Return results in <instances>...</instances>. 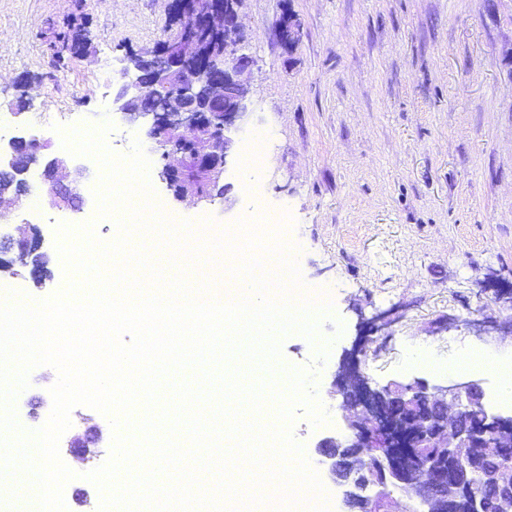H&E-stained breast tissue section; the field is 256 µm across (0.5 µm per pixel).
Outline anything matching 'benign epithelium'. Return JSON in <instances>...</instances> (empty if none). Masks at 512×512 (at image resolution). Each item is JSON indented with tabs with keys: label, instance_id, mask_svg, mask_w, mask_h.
I'll list each match as a JSON object with an SVG mask.
<instances>
[{
	"label": "benign epithelium",
	"instance_id": "benign-epithelium-1",
	"mask_svg": "<svg viewBox=\"0 0 512 512\" xmlns=\"http://www.w3.org/2000/svg\"><path fill=\"white\" fill-rule=\"evenodd\" d=\"M238 8L239 0H183L181 12L191 18L188 27L164 35L149 56L131 52L120 59L121 75L132 74L134 81L120 87L112 104L129 123L149 127L162 148L160 176L179 199L207 203L213 198L183 180V133L193 135L195 161L215 185L233 147L227 132L240 129L247 116L249 87L244 74L251 65L247 56L220 55L205 73L192 75L185 69L186 60L196 53L198 33L226 42L238 40ZM278 35L288 38L290 45L299 42L300 25L292 15L280 19ZM30 147L25 138L10 144V158L0 164V179L28 172ZM64 166L66 160L60 155L45 161L47 195L72 207L81 199L80 185L75 179L64 185L56 178ZM42 244L39 233L33 241L25 234L13 239L10 262L28 265L29 249ZM337 388L351 410L349 434L325 437L317 448L331 460L330 477L348 485L343 499L346 512H388L381 505L392 501L388 497L392 488L418 502L421 512H456L460 493L472 512H481L489 492L499 498L503 512H512V465H498L479 481L455 466L469 448H483L495 460L512 452V416L489 413L477 381L431 386L415 380L373 389L356 369L347 368L339 375ZM401 446L435 448L437 462L423 471L409 469L397 458ZM335 448L353 452L336 456ZM358 448H376L378 453L365 457L356 452Z\"/></svg>",
	"mask_w": 512,
	"mask_h": 512
}]
</instances>
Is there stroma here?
<instances>
[{"label":"stroma","instance_id":"1","mask_svg":"<svg viewBox=\"0 0 512 512\" xmlns=\"http://www.w3.org/2000/svg\"><path fill=\"white\" fill-rule=\"evenodd\" d=\"M300 25L295 46L282 43L283 13ZM242 51L253 62L250 115L235 134L223 195L197 203L175 198L159 175L161 149L147 129L102 110L120 77L100 83L104 63L126 51L152 50L169 31L168 0H0V113L15 114L20 136L63 153L60 128L111 123L118 154L140 143L152 187L167 214L188 220L195 235L237 223L247 205L287 209L302 246L296 253L309 288L334 290L333 315L317 342L292 334L281 343L278 371L313 360L327 346L315 388L332 418L314 425L296 408L294 438L309 462L317 443L344 436L346 412L334 380L355 363L376 387L418 378L448 381L442 365L467 351L491 365L470 374L483 395L501 384L512 362V0H243ZM84 31L86 51L55 53L58 36ZM271 149L260 167H246L249 138ZM83 202L59 209L49 202H13L0 240L38 226L52 277L35 284L27 271L0 273V290L46 296L64 287L56 228L96 219L92 191L101 170L73 157ZM95 235L113 240L114 221L96 219ZM388 320L377 352L360 353L367 319ZM493 322L477 334L473 323ZM57 372L32 369L14 402L20 426L42 427L52 409ZM59 440L71 512H97L100 492L86 474L111 451L109 420L87 406L73 408ZM91 433V455H72L69 441Z\"/></svg>","mask_w":512,"mask_h":512}]
</instances>
